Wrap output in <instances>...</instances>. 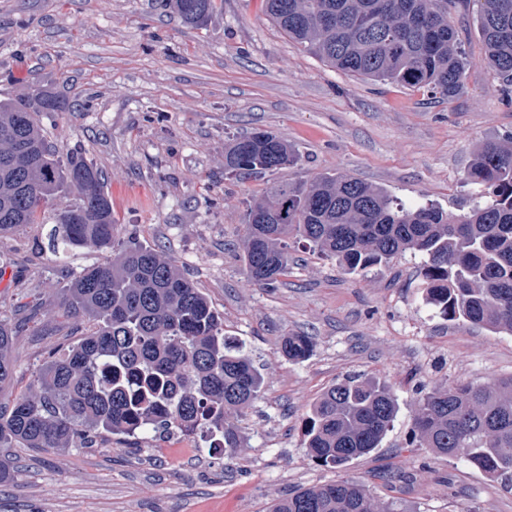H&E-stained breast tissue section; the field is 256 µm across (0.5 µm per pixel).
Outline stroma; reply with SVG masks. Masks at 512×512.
Instances as JSON below:
<instances>
[{
  "instance_id": "35a3bbf8",
  "label": "stroma",
  "mask_w": 512,
  "mask_h": 512,
  "mask_svg": "<svg viewBox=\"0 0 512 512\" xmlns=\"http://www.w3.org/2000/svg\"><path fill=\"white\" fill-rule=\"evenodd\" d=\"M478 10L468 0L450 14L470 68L463 93L446 101L327 66L288 39L263 0H224L199 28L167 0H0V99L39 88L64 103L43 124L61 151H79L102 171L117 244L176 260L265 375L260 398L238 418L248 448L234 460L200 436L177 466L159 436L104 432L88 448H11L0 512H267L290 492L342 477L405 512H512V491L496 479L406 445L416 383L512 376V334L442 317L425 300L423 259L411 252L351 277L301 248L281 284L263 288L248 280L239 248L250 202L326 174L455 215L481 203L462 175L485 141L512 133V95L483 62ZM256 131L287 140L298 162L225 176V143ZM48 232L36 225L0 243V316L14 329L15 365L2 399L26 391L49 355L87 329L64 298L103 256L32 251ZM291 334L312 338L307 360L281 354ZM351 374L384 381L398 413L381 448L336 471L307 454L304 422Z\"/></svg>"
}]
</instances>
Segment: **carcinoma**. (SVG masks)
Returning a JSON list of instances; mask_svg holds the SVG:
<instances>
[{
  "label": "carcinoma",
  "mask_w": 512,
  "mask_h": 512,
  "mask_svg": "<svg viewBox=\"0 0 512 512\" xmlns=\"http://www.w3.org/2000/svg\"><path fill=\"white\" fill-rule=\"evenodd\" d=\"M462 0H265L269 18L332 68L372 81L424 89L452 99L470 61L450 10ZM200 26L217 0H171ZM483 63L512 87V0H484L477 15ZM64 108L36 88L0 100V240L53 222L52 250L110 251L67 288L65 304L88 330L39 370L36 387L0 400V450L80 446L99 431L162 434L205 429L210 449L232 460L247 447L229 413L250 407L264 377L224 336V318L174 260L131 243L115 247L118 224L102 172L82 153L61 157L42 128L44 112ZM297 155L271 132L224 146V172L251 175L291 166ZM463 180L484 203L458 218L442 208L406 206L387 190L350 175L281 184L247 207L240 249L252 282L272 288L288 274L290 250L307 247L346 275L386 266L408 251L424 258L425 298L450 321L512 333V135L483 144ZM74 202L49 211L58 197ZM13 331L0 318V386L12 381ZM290 361L309 357L305 335L285 336ZM408 436L412 448L460 457L512 489V376L487 385L424 383ZM398 412L390 388L358 376L330 386L311 406L305 448L340 470L380 447ZM270 512H398L376 503L366 485L340 479L299 489Z\"/></svg>",
  "instance_id": "obj_1"
}]
</instances>
